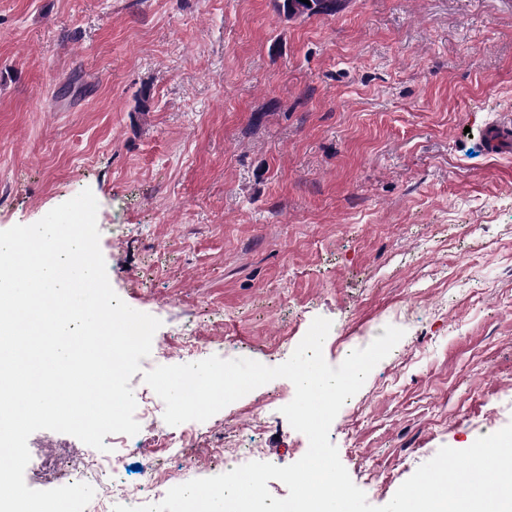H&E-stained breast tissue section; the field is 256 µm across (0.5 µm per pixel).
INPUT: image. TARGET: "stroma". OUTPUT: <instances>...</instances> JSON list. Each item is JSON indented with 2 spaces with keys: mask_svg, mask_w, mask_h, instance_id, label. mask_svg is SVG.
Wrapping results in <instances>:
<instances>
[{
  "mask_svg": "<svg viewBox=\"0 0 512 512\" xmlns=\"http://www.w3.org/2000/svg\"><path fill=\"white\" fill-rule=\"evenodd\" d=\"M512 0H0V230L91 190L109 282L158 318L161 366L199 343L286 362L332 322L331 366L360 337H404L329 439L387 504L441 447L512 423ZM262 389L173 455L128 450L95 491L252 461L287 466L304 434ZM223 454H216V447ZM27 485L94 448L34 432ZM194 460V467L183 464ZM278 10L289 18L296 16H329L336 13L341 6L340 0H308L311 5L300 0H277ZM487 143L492 153H499L512 146V121L500 120L487 132Z\"/></svg>",
  "mask_w": 512,
  "mask_h": 512,
  "instance_id": "obj_1",
  "label": "stroma"
}]
</instances>
